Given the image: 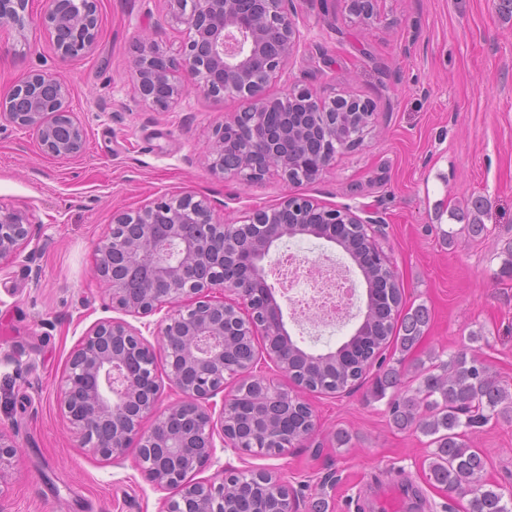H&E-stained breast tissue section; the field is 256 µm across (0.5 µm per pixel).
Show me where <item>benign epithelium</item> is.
Instances as JSON below:
<instances>
[{
	"label": "benign epithelium",
	"instance_id": "obj_1",
	"mask_svg": "<svg viewBox=\"0 0 512 512\" xmlns=\"http://www.w3.org/2000/svg\"><path fill=\"white\" fill-rule=\"evenodd\" d=\"M169 18L186 26L188 41L174 58L152 42L140 41L133 71L143 101L165 110L190 83L214 98L236 96L242 111L218 125L205 156L209 170L225 177L260 183L277 174L289 182L314 180L339 148L359 142L336 139L333 117L342 109L370 119L374 104L353 95L325 102L306 89L279 97L267 94L296 52L300 32L285 0H166ZM29 0H0V19L24 25ZM45 29L64 59L93 50L97 38V0H46ZM68 89L54 77L33 72L0 99V120L36 136L50 156L78 155L85 142L81 122L66 108ZM296 110L315 115L324 129L322 157L308 172L282 139L261 135L271 112ZM251 134L243 135V129ZM291 212L303 219L315 212L324 224H366L350 208L327 207L314 199L290 195L277 206L254 211L244 220L253 228L241 247L242 225L217 221L208 204L191 195L160 197L136 210L112 214L108 235L94 263L96 278L108 291L112 308L143 318L164 312L150 342L123 318L95 322L70 353L60 384V409L77 431L80 444L105 460H123L137 448L139 470L156 486L177 490L163 512H231L224 484L235 477H264L276 490L274 512H293L288 487L263 472H237L218 481L193 482L187 474L211 458L214 437L245 449L235 423V404L244 389L257 386L262 402L288 399L254 371L249 358L236 393L220 410L210 399L224 390V337L255 339L286 335L283 312L272 296L263 260L284 237L300 234L301 225L283 224ZM38 234L24 213L0 205V269L20 258ZM243 268L225 275L228 262ZM267 356L288 372V346L265 347ZM165 378H160L159 371ZM180 394L160 407L163 381ZM154 418L149 431L145 419ZM19 448L0 432V472Z\"/></svg>",
	"mask_w": 512,
	"mask_h": 512
}]
</instances>
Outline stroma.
Returning <instances> with one entry per match:
<instances>
[{
	"label": "stroma",
	"instance_id": "35a3bbf8",
	"mask_svg": "<svg viewBox=\"0 0 512 512\" xmlns=\"http://www.w3.org/2000/svg\"><path fill=\"white\" fill-rule=\"evenodd\" d=\"M286 5L301 41L268 94L296 87L329 101L350 92L375 106L361 143L302 184L272 175L250 185L209 171L206 144L242 110L238 98L192 89L163 111L141 100L134 44L147 38L175 57L184 44L164 0H98L95 47L68 60L42 28L45 0H30L24 26L0 20V98L32 71L50 73L68 86V107L86 130L83 152L61 159L0 121V204L40 230L31 259L0 271V432L19 447L0 478V512H161L171 497L136 467L135 450L116 463L81 447L57 402L72 349L116 315L92 274L113 213L163 195L205 199L219 221L288 195L351 208L373 222L406 304L429 310L419 356L471 346L512 389V276L502 272L512 245V18L493 0H376L369 26L348 0ZM479 197L489 208L474 238L458 215ZM287 248L351 263L335 244L299 235L278 241L264 267ZM357 290L346 324L315 332L285 316L292 339L313 353L336 350L366 311L365 283ZM256 357L257 373L309 404L313 434L279 454L215 448L192 481L267 472L288 485L295 512H317L321 501L326 512H466V500L428 481V437L397 429L392 395H373L377 370L337 394L303 392L265 349ZM339 430L348 444L337 445ZM468 440L486 458L484 480L512 499V420L473 429Z\"/></svg>",
	"mask_w": 512,
	"mask_h": 512
}]
</instances>
